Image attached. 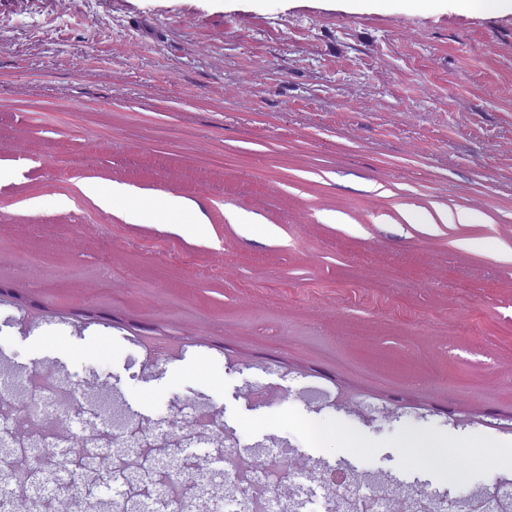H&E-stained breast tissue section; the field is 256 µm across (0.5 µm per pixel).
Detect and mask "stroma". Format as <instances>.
Returning <instances> with one entry per match:
<instances>
[{"mask_svg": "<svg viewBox=\"0 0 512 512\" xmlns=\"http://www.w3.org/2000/svg\"><path fill=\"white\" fill-rule=\"evenodd\" d=\"M53 9L0 0V369L29 387L0 433L26 403L41 434L138 452L79 478L75 454L41 459L40 512H164L172 485L243 512L240 482L265 512H329L325 468L364 497L406 470L512 512V0ZM87 179L191 200L207 227L126 223ZM243 448L257 465L214 467ZM299 451L265 488L261 464Z\"/></svg>", "mask_w": 512, "mask_h": 512, "instance_id": "1", "label": "stroma"}]
</instances>
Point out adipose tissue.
Listing matches in <instances>:
<instances>
[{
    "label": "adipose tissue",
    "instance_id": "1",
    "mask_svg": "<svg viewBox=\"0 0 512 512\" xmlns=\"http://www.w3.org/2000/svg\"><path fill=\"white\" fill-rule=\"evenodd\" d=\"M81 192L97 205L112 210L132 224H169L188 237L201 232L206 218L201 209L176 196L148 198L118 185L93 180L81 182Z\"/></svg>",
    "mask_w": 512,
    "mask_h": 512
}]
</instances>
